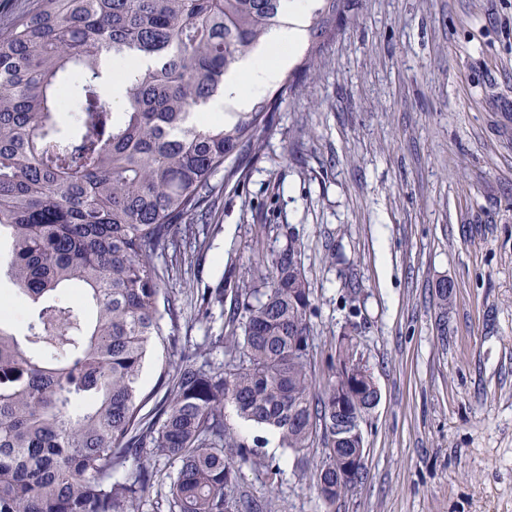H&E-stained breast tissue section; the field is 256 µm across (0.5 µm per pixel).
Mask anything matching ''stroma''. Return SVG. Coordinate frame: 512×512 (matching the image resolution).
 I'll use <instances>...</instances> for the list:
<instances>
[{
  "mask_svg": "<svg viewBox=\"0 0 512 512\" xmlns=\"http://www.w3.org/2000/svg\"><path fill=\"white\" fill-rule=\"evenodd\" d=\"M284 78L297 89L260 150L211 179L207 237L179 239L177 342L147 356L143 388L185 351L222 366L217 293L294 244L316 384L348 333L380 400L334 505L284 451L275 482L243 467L244 493L275 512H512V0H345Z\"/></svg>",
  "mask_w": 512,
  "mask_h": 512,
  "instance_id": "35a3bbf8",
  "label": "stroma"
}]
</instances>
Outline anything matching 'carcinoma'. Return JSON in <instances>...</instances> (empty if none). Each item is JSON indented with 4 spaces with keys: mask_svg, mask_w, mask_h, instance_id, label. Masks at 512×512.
Listing matches in <instances>:
<instances>
[{
    "mask_svg": "<svg viewBox=\"0 0 512 512\" xmlns=\"http://www.w3.org/2000/svg\"><path fill=\"white\" fill-rule=\"evenodd\" d=\"M342 0H322L320 40ZM281 0H41L0 33V234L4 273L31 307L26 333L0 320V512H141L156 483L152 459L179 464L176 512H259L238 492L257 463L227 426L225 408L279 435L305 463L321 448L312 486L327 505L361 475L326 467L329 449L364 447L349 418L366 412L371 377L357 342L339 337L323 390L310 361V285L293 243L254 288L234 294L224 368L189 355L142 391L155 340L171 336L156 260L178 234L199 236L220 168L233 175L256 149L276 101L231 122L204 118L229 68L281 25ZM132 79L115 110L106 48ZM68 86L77 105L60 109ZM78 283L92 315L62 299Z\"/></svg>",
    "mask_w": 512,
    "mask_h": 512,
    "instance_id": "carcinoma-1",
    "label": "carcinoma"
}]
</instances>
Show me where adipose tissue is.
<instances>
[{
	"label": "adipose tissue",
	"instance_id": "ef3b65f1",
	"mask_svg": "<svg viewBox=\"0 0 512 512\" xmlns=\"http://www.w3.org/2000/svg\"><path fill=\"white\" fill-rule=\"evenodd\" d=\"M314 0H282L284 23L267 34L264 43L234 64L224 77L222 92L208 105L211 115L231 120L249 111L255 96L275 86L304 44Z\"/></svg>",
	"mask_w": 512,
	"mask_h": 512
}]
</instances>
